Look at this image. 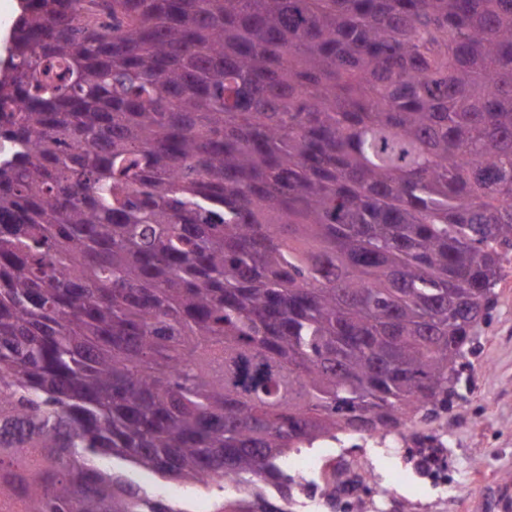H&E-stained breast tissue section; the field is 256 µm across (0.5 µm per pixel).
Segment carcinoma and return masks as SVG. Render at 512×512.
<instances>
[{
    "instance_id": "carcinoma-1",
    "label": "carcinoma",
    "mask_w": 512,
    "mask_h": 512,
    "mask_svg": "<svg viewBox=\"0 0 512 512\" xmlns=\"http://www.w3.org/2000/svg\"><path fill=\"white\" fill-rule=\"evenodd\" d=\"M0 512H293L453 406L512 249V0H19ZM100 464L104 468L113 466L114 469H122L136 483L176 503L185 512H217L216 503L220 501V497L224 498V491H218L216 488L208 490L178 480L161 479L150 470L123 466L116 459L112 462L104 460Z\"/></svg>"
}]
</instances>
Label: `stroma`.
<instances>
[{
    "label": "stroma",
    "instance_id": "stroma-1",
    "mask_svg": "<svg viewBox=\"0 0 512 512\" xmlns=\"http://www.w3.org/2000/svg\"><path fill=\"white\" fill-rule=\"evenodd\" d=\"M459 373L454 407L434 425L448 441L453 491L440 494L414 473L415 449H401L389 460L384 446L370 442L349 450L354 466L371 472L375 487L354 512H512V262ZM126 473L183 512H215L220 500L218 490L143 468Z\"/></svg>",
    "mask_w": 512,
    "mask_h": 512
}]
</instances>
